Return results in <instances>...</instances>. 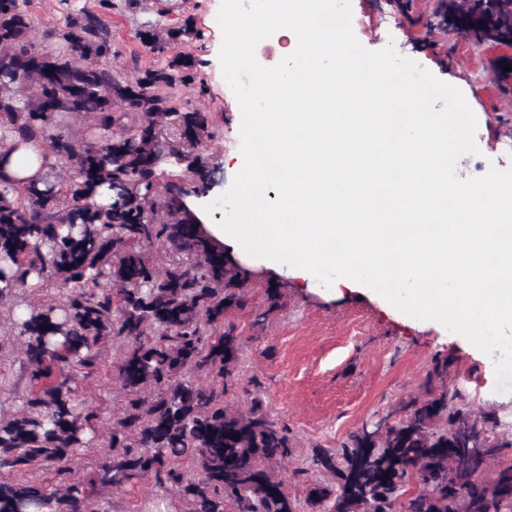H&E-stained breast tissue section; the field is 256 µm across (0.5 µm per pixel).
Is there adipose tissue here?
Listing matches in <instances>:
<instances>
[{
    "mask_svg": "<svg viewBox=\"0 0 512 512\" xmlns=\"http://www.w3.org/2000/svg\"><path fill=\"white\" fill-rule=\"evenodd\" d=\"M55 162L43 142L34 139L21 144L15 135L0 130V174L4 177L40 188Z\"/></svg>",
    "mask_w": 512,
    "mask_h": 512,
    "instance_id": "adipose-tissue-1",
    "label": "adipose tissue"
}]
</instances>
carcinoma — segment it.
<instances>
[{
    "mask_svg": "<svg viewBox=\"0 0 512 512\" xmlns=\"http://www.w3.org/2000/svg\"><path fill=\"white\" fill-rule=\"evenodd\" d=\"M27 4L0 0V127L42 140L65 174L43 189L0 178V301L23 307L16 328L32 386L0 423V512H108L96 493L147 474L191 512H298L270 469L291 455L288 428L240 387L244 343L229 314L249 307L248 272L185 202L212 184L213 119L159 93L193 79V58L170 54L192 23L139 31L167 64L125 82L100 64L112 53L100 16L68 17L57 52L37 47ZM386 6L429 34L512 47V0H436L425 21L411 18V0ZM173 167L191 187L160 182ZM104 187L109 203L96 201ZM32 275L54 290L50 302L20 296ZM267 304L255 323L284 306L278 287ZM115 339L126 343L116 371L130 399L92 477L63 488L8 478L36 461L64 472L86 446L97 413L78 399L74 370L94 368L99 344ZM239 387L250 395L245 411L224 401ZM459 398L443 385L408 402L403 418L315 449L309 469L330 482L308 486V512H512V463L491 466L512 442L490 440L489 420ZM411 483L417 491L400 501Z\"/></svg>",
    "mask_w": 512,
    "mask_h": 512,
    "instance_id": "cac0c4a2",
    "label": "carcinoma"
}]
</instances>
